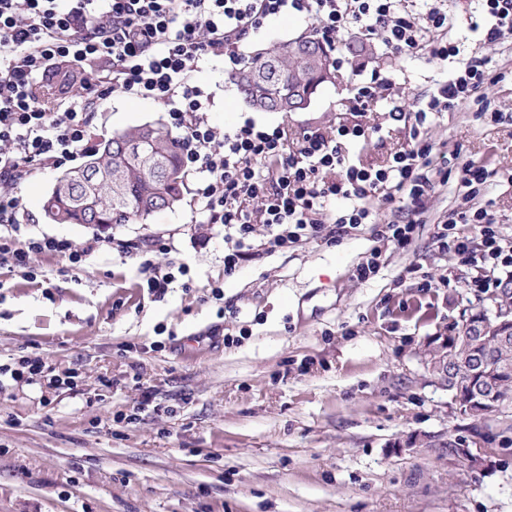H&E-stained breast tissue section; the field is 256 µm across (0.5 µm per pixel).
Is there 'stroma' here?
<instances>
[{
  "label": "stroma",
  "mask_w": 512,
  "mask_h": 512,
  "mask_svg": "<svg viewBox=\"0 0 512 512\" xmlns=\"http://www.w3.org/2000/svg\"><path fill=\"white\" fill-rule=\"evenodd\" d=\"M445 5L458 56L429 64L376 44L303 112L246 108L220 60L195 80L220 128L250 120L295 134L349 120L350 90L375 68L392 73L407 107L469 58L512 68V41L486 46L470 30L476 0ZM311 30L291 11L239 51ZM166 117L117 91L96 114L95 138ZM362 121L374 132L349 145L356 165H383L406 146L404 122L383 111ZM428 134L461 161L512 171V120L489 123L471 105L435 118ZM57 174L48 167L15 188L31 217L16 247L45 236L97 248L76 264L46 251L0 267V363L39 357L75 385L0 378V512H512V414L472 421L421 360L451 324L494 314L498 301L467 290L466 268L433 243L436 221L459 204L455 183L431 194L409 249L384 250L363 282L354 270L376 244L371 225L228 276L224 227L196 223L190 192L147 220L96 231L45 218ZM147 257L184 269L164 298L144 286ZM413 262L434 289L402 281ZM475 437L472 461L455 445Z\"/></svg>",
  "instance_id": "35a3bbf8"
}]
</instances>
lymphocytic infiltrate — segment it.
I'll use <instances>...</instances> for the list:
<instances>
[{
    "label": "lymphocytic infiltrate",
    "instance_id": "lymphocytic-infiltrate-1",
    "mask_svg": "<svg viewBox=\"0 0 512 512\" xmlns=\"http://www.w3.org/2000/svg\"><path fill=\"white\" fill-rule=\"evenodd\" d=\"M482 41L501 43L512 35V0H479ZM306 13L313 33L335 49L347 27L392 53L429 63L456 56L452 23L436 0L425 10L413 0H0V261L26 263L28 252L55 251L80 262L82 252L53 238H33L27 251L11 246L5 229L29 223L22 199L9 187L43 167H61L93 148L97 105L119 91L161 104L181 130L185 174L195 179L193 197L204 223L224 227V272L268 250L287 249L320 238L333 243L372 225L380 243L404 250L426 221L425 202L448 182V163L429 138L433 118L478 104L492 122L503 119L483 89L486 60L461 63L453 77L419 98L410 113L389 102L392 119L407 117L410 139L376 168L351 164L348 143L367 138L368 128L342 125L330 133L306 130L289 137L281 127L247 121L224 131L209 119L212 96L192 75L208 59L227 60L226 74L243 63L239 45L264 21L288 10ZM84 65L80 89L67 91L69 62ZM495 171L463 164L456 189L464 203L442 220L435 239L454 253L471 275L467 290L497 289V272L512 268V236L495 218L486 190ZM387 209L390 219L377 216ZM267 239L255 241L256 225ZM480 227L481 245L458 232ZM372 248L354 275L368 281L381 269Z\"/></svg>",
    "mask_w": 512,
    "mask_h": 512
}]
</instances>
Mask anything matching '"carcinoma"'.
I'll return each mask as SVG.
<instances>
[{
  "mask_svg": "<svg viewBox=\"0 0 512 512\" xmlns=\"http://www.w3.org/2000/svg\"><path fill=\"white\" fill-rule=\"evenodd\" d=\"M327 59L323 43L312 34H300L259 49L235 75L242 103L252 109L277 112L281 102L290 98L304 101L315 96L322 86L320 70L309 57ZM154 141H142L144 127L131 126L100 144L82 166L67 171L66 195L44 196L42 210L50 208L93 214L92 221L127 224L145 220L162 209L154 203L165 191L178 200L180 188L175 177L182 170L179 138L161 121L153 122ZM474 359L491 369L492 385L476 391L479 378L463 374L448 387L452 399L464 414L484 419L512 407V347L490 349L469 346Z\"/></svg>",
  "mask_w": 512,
  "mask_h": 512,
  "instance_id": "carcinoma-1",
  "label": "carcinoma"
}]
</instances>
